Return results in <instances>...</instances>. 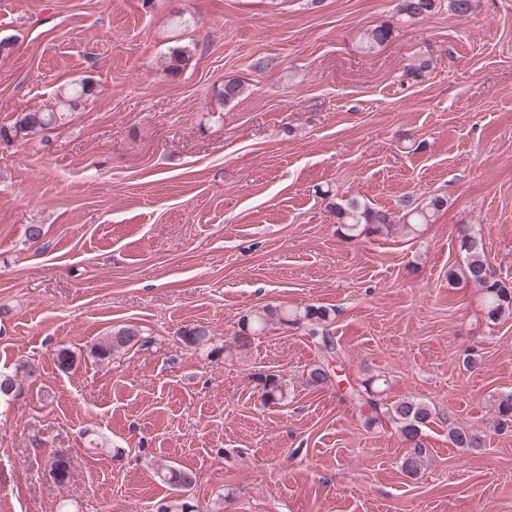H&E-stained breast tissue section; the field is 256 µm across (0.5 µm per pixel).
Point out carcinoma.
Instances as JSON below:
<instances>
[{"label": "carcinoma", "mask_w": 512, "mask_h": 512, "mask_svg": "<svg viewBox=\"0 0 512 512\" xmlns=\"http://www.w3.org/2000/svg\"><path fill=\"white\" fill-rule=\"evenodd\" d=\"M442 6V0H399L398 12L408 19L423 20L435 14ZM392 29L386 25L376 26L366 32L362 48L371 51L389 41ZM92 79L83 78L58 87L53 106L47 110H31L16 115L9 126H0V138L20 140L32 134L63 126L70 121L74 112L84 106L94 96L90 87ZM246 91L243 82L229 80L224 83L220 97L231 103ZM446 200L440 196H431L423 200L412 197L402 203V214L392 213L372 207L357 197H349L333 207V217L337 230L347 239L362 235L384 236L398 228L410 233L419 231L424 224L434 222L435 215L444 207ZM460 249L466 255L463 267L448 271V283L464 280L481 288L486 297L487 318L494 322L506 314L512 315V284L495 277L490 270L485 246L481 238L474 234H465L460 240ZM278 322L286 327L304 328L320 354L321 362L307 370L306 384L320 387L330 380L329 364L341 363L340 351L333 334L331 310L324 306H308L302 310H278L266 308L241 317L238 330L231 341L224 344V354L234 350L249 348L255 337L262 333L267 324ZM208 336V330L201 326L186 327L180 332L181 341L188 346H198ZM147 345L150 340L141 336L132 327H120L112 330L97 346L91 349L93 357L99 361H108L121 351L135 344ZM38 369L31 362L17 365L12 374L0 373V401L10 398L16 391L18 375L31 377ZM261 385V400L265 405H285L288 403V386L275 375L258 376ZM387 379L372 376L357 381L349 387L350 398L359 410L366 412V423L387 422L396 430L407 445L401 461V469L406 476L416 477L428 464L427 448L423 431L436 416L435 408L426 401L415 397H404L391 403L384 402L381 393L386 391ZM495 414L494 425L507 428L512 424V392L500 393L493 398ZM448 421V439L457 448L477 449L482 447V438L465 431L452 417ZM55 482L64 481L70 473V461L56 456L50 463ZM156 474L160 481L174 487L176 495L165 499L164 512H194L193 504L186 499L192 484V474L173 465H159Z\"/></svg>", "instance_id": "1"}]
</instances>
